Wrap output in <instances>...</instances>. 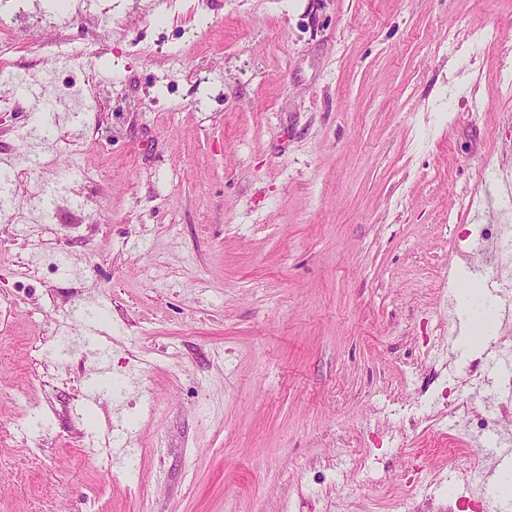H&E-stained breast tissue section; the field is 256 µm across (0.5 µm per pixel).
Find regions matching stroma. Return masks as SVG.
Instances as JSON below:
<instances>
[{
	"label": "stroma",
	"mask_w": 512,
	"mask_h": 512,
	"mask_svg": "<svg viewBox=\"0 0 512 512\" xmlns=\"http://www.w3.org/2000/svg\"><path fill=\"white\" fill-rule=\"evenodd\" d=\"M21 7L0 69L73 87L37 143L0 112V512H475L512 478L468 433L512 338V0H67L48 48ZM90 325L108 373L64 347Z\"/></svg>",
	"instance_id": "35a3bbf8"
}]
</instances>
